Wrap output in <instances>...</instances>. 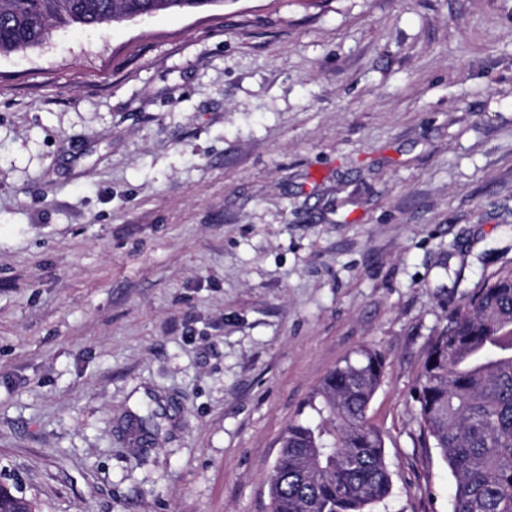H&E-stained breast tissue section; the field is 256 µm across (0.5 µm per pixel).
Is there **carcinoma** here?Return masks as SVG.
I'll list each match as a JSON object with an SVG mask.
<instances>
[{
  "instance_id": "obj_1",
  "label": "carcinoma",
  "mask_w": 512,
  "mask_h": 512,
  "mask_svg": "<svg viewBox=\"0 0 512 512\" xmlns=\"http://www.w3.org/2000/svg\"><path fill=\"white\" fill-rule=\"evenodd\" d=\"M224 0H0V54L46 43L55 27L102 28ZM385 362L362 348L307 401L316 420L288 424L268 484L270 512H375L393 491L369 405ZM417 420L455 478L452 512H512V269L482 285L432 341L416 382ZM0 512H33L0 486Z\"/></svg>"
}]
</instances>
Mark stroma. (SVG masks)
I'll list each match as a JSON object with an SVG mask.
<instances>
[{
	"mask_svg": "<svg viewBox=\"0 0 512 512\" xmlns=\"http://www.w3.org/2000/svg\"><path fill=\"white\" fill-rule=\"evenodd\" d=\"M511 266L512 0L55 30L0 55V485L35 512H269L289 422L371 348L385 512H451L415 385Z\"/></svg>",
	"mask_w": 512,
	"mask_h": 512,
	"instance_id": "1",
	"label": "stroma"
}]
</instances>
